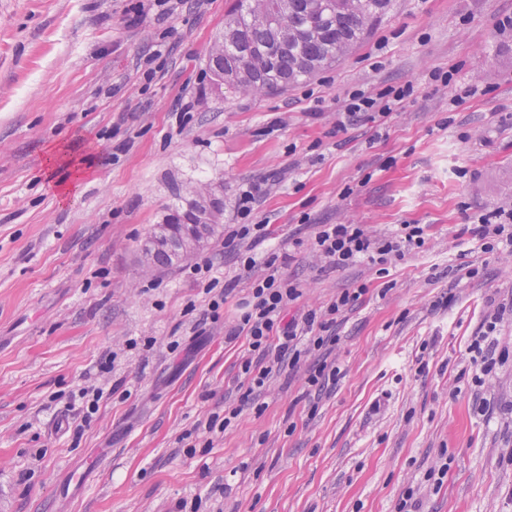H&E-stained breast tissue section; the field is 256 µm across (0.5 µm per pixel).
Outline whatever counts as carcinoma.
<instances>
[{
	"mask_svg": "<svg viewBox=\"0 0 512 512\" xmlns=\"http://www.w3.org/2000/svg\"><path fill=\"white\" fill-rule=\"evenodd\" d=\"M391 0H235L208 70L253 94L290 87L354 50Z\"/></svg>",
	"mask_w": 512,
	"mask_h": 512,
	"instance_id": "carcinoma-1",
	"label": "carcinoma"
}]
</instances>
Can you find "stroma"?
<instances>
[{"instance_id": "obj_1", "label": "stroma", "mask_w": 512, "mask_h": 512, "mask_svg": "<svg viewBox=\"0 0 512 512\" xmlns=\"http://www.w3.org/2000/svg\"><path fill=\"white\" fill-rule=\"evenodd\" d=\"M232 5L0 0V512H395L410 488L416 512H512V316L485 385L465 372L512 306V248L469 231L512 208V0H392L332 67L219 95L207 58ZM407 82L384 124L337 129L348 91ZM57 150L94 160L65 200ZM219 178L228 225L244 184L274 181L254 251L298 285L288 317L367 287L335 345L246 403L237 251L193 257L235 284L215 321L181 266L141 263L152 226ZM323 224H420L425 245L384 277L338 270L311 249ZM323 362L340 373L310 395ZM84 388L103 391L85 422L69 409Z\"/></svg>"}]
</instances>
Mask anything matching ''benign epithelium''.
I'll use <instances>...</instances> for the list:
<instances>
[{
	"mask_svg": "<svg viewBox=\"0 0 512 512\" xmlns=\"http://www.w3.org/2000/svg\"><path fill=\"white\" fill-rule=\"evenodd\" d=\"M223 197L224 181L219 179L208 183L204 191L193 199L192 219L178 222V230L175 233L169 224L155 225L151 232L153 244H171L181 256L203 250L208 242L209 227L224 218Z\"/></svg>",
	"mask_w": 512,
	"mask_h": 512,
	"instance_id": "7a95c632",
	"label": "benign epithelium"
}]
</instances>
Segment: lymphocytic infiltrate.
Wrapping results in <instances>:
<instances>
[{"label": "lymphocytic infiltrate", "instance_id": "lymphocytic-infiltrate-1", "mask_svg": "<svg viewBox=\"0 0 512 512\" xmlns=\"http://www.w3.org/2000/svg\"><path fill=\"white\" fill-rule=\"evenodd\" d=\"M415 93L412 84L387 86L375 92L355 89L347 93L340 112L346 121L366 119L379 122L388 118ZM262 185L253 183L243 188L236 199L237 224L231 225L224 237L226 247L234 248L245 241L266 237L265 225L253 222L255 205L263 195ZM483 241L487 250L506 244L512 246V209L499 207L479 216L471 230ZM425 231L419 224H401L389 235L377 236L361 224L321 225L312 243L313 251L329 266L342 269L357 263L374 267L386 274L392 264L406 252L422 248ZM240 261L245 269L264 264L265 275L252 278L247 309L240 317L238 332L248 340L249 357L241 364L248 390L264 387L271 374L283 365H297L302 356L335 343L333 329L345 310L354 307L367 292L365 285L349 288L320 309L308 310L301 319L286 320L289 304L300 291L293 281L279 276L276 256L257 260L251 252H243ZM496 321L487 322L484 331L473 337L470 345V370L476 384H484L495 366Z\"/></svg>", "mask_w": 512, "mask_h": 512}]
</instances>
